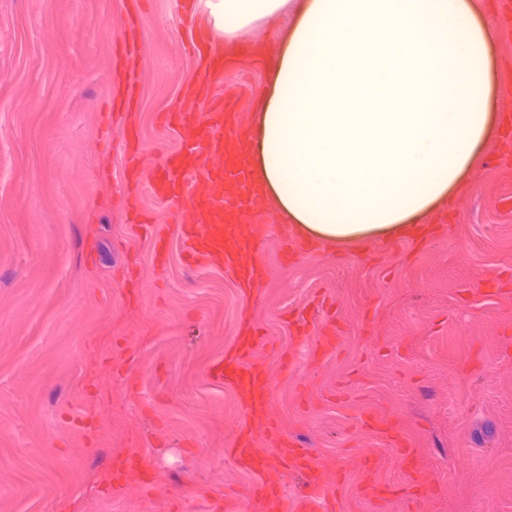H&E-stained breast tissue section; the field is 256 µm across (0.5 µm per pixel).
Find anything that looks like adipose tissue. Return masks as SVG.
<instances>
[{"label": "adipose tissue", "instance_id": "adipose-tissue-1", "mask_svg": "<svg viewBox=\"0 0 512 512\" xmlns=\"http://www.w3.org/2000/svg\"><path fill=\"white\" fill-rule=\"evenodd\" d=\"M216 37L271 19L267 87L248 164L258 198L297 235L419 237L450 190L476 181L495 29L472 0H205Z\"/></svg>", "mask_w": 512, "mask_h": 512}]
</instances>
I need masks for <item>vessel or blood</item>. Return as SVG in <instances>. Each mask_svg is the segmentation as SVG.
<instances>
[{
	"label": "vessel or blood",
	"instance_id": "b4317fda",
	"mask_svg": "<svg viewBox=\"0 0 512 512\" xmlns=\"http://www.w3.org/2000/svg\"><path fill=\"white\" fill-rule=\"evenodd\" d=\"M193 49L198 65L183 80L186 92L179 107L159 115L160 122L178 132L182 140L179 150L167 155L161 167L146 169L140 160L139 130L136 124L138 76L134 64L135 50L127 48L119 72L123 79L121 97L111 100V109L124 119L119 146L126 156L127 182L122 194L127 213L133 223H140L138 197L148 190L163 200L164 207L154 213L151 224H179L183 252L188 265L197 268H220L236 279L269 276V268L257 267L255 256L275 220L267 208L245 197L235 209H227L224 200L230 188H246L248 172L242 139L232 130L247 109L246 96L228 95L218 85L224 74V52L221 39L210 28H192ZM165 262V247L155 241L149 267L135 275L137 287L154 283L157 271ZM298 340L310 341L312 358L335 353L340 337L312 334L304 328ZM256 338L238 336L230 354L209 369L211 381L233 388L244 406L247 422L238 429V437L227 454L240 468L256 473V482L244 495H228L209 506L210 512H238L243 499L272 500L278 512H335L334 491L323 481L316 459L301 441L283 438L279 418L274 409L272 375L254 366L251 357ZM376 430L370 419L357 422V454L354 470L367 475L378 454L374 446ZM280 443L276 464H269L261 440ZM401 466H410L415 450L401 431L387 436ZM301 478L296 494L285 491L291 475Z\"/></svg>",
	"mask_w": 512,
	"mask_h": 512
}]
</instances>
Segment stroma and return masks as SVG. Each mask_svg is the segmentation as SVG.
Instances as JSON below:
<instances>
[{
    "mask_svg": "<svg viewBox=\"0 0 512 512\" xmlns=\"http://www.w3.org/2000/svg\"><path fill=\"white\" fill-rule=\"evenodd\" d=\"M119 2L0 0V512H126L115 456L171 492L141 512H207L247 489L254 474L225 454L245 409L208 375L247 321L258 365L276 376L290 361L273 392L280 430L309 442L342 512H408L336 480L366 410L416 449L431 512H512V480L493 478L512 463V160L487 145L478 180L449 192L422 241L306 244L273 228L259 302L224 270L185 268L173 224L157 228L159 282L134 287L127 265L150 264L153 241L119 203L123 153L97 142L116 62L134 39L142 160L159 166L180 138L156 115L195 58L178 0H144L131 30ZM478 6L498 33L496 82L512 71V0ZM324 295L343 342L315 365L288 319H313Z\"/></svg>",
    "mask_w": 512,
    "mask_h": 512,
    "instance_id": "obj_1",
    "label": "stroma"
}]
</instances>
